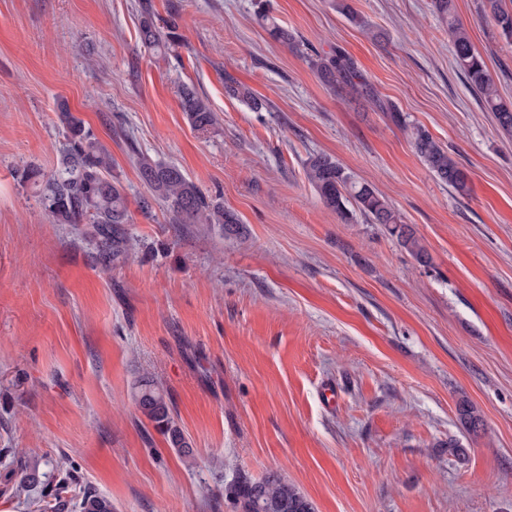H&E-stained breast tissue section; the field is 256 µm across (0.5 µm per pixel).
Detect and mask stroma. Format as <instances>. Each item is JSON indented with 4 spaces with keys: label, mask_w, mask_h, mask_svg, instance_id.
Returning <instances> with one entry per match:
<instances>
[{
    "label": "stroma",
    "mask_w": 512,
    "mask_h": 512,
    "mask_svg": "<svg viewBox=\"0 0 512 512\" xmlns=\"http://www.w3.org/2000/svg\"><path fill=\"white\" fill-rule=\"evenodd\" d=\"M349 2L384 41L334 0H270L290 47L259 24L260 0H0V512H79L89 492L116 512H235L225 486L270 471L317 512H512V135L432 0ZM145 3L178 14L173 52L142 47ZM455 4L512 104V41L483 0ZM338 51L376 102L319 81L310 58ZM228 75L264 108L226 95ZM184 86L217 114L208 132ZM63 105L110 152L142 242L107 274L22 178L56 165ZM416 128L469 195L421 162ZM315 153L382 193L429 264L327 209L304 172ZM142 155L182 167L247 236L143 213ZM147 373L192 457L139 412ZM33 461L40 482L19 489ZM181 106L194 129L205 132L217 124L215 112L193 88L183 87ZM412 139L417 156L439 181L461 196L468 195V174L448 153V148L443 147L428 132L419 128L412 132Z\"/></svg>",
    "instance_id": "35a3bbf8"
}]
</instances>
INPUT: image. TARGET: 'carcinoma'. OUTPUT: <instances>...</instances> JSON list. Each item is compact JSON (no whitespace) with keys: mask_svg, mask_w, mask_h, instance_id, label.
I'll use <instances>...</instances> for the list:
<instances>
[{"mask_svg":"<svg viewBox=\"0 0 512 512\" xmlns=\"http://www.w3.org/2000/svg\"><path fill=\"white\" fill-rule=\"evenodd\" d=\"M335 6L373 39L381 37V32L351 9L346 0H337ZM433 7L448 26L457 68L479 94L497 125L512 134V105L502 102L485 61L456 16L455 0H433ZM484 9L496 18L502 34L512 40V11L504 8L503 0H484ZM259 19L275 41L284 45L292 43V35L270 12H261ZM178 29L175 18L159 26L147 16L141 23L139 37L145 49L166 52L181 45ZM310 64L325 86L352 95L374 97L373 89L358 81L355 63L348 56L312 58ZM224 90L256 109L262 107L252 91L231 76L225 77ZM181 106L194 129L205 132L217 124L215 112L190 87L181 91ZM60 121L63 140L59 144L56 168L45 174L31 165L25 170L24 179L36 188L39 203L53 223L90 225L87 237L92 261L101 271L108 272L140 248V241L127 227L125 189L112 176V156L108 149L68 109H61ZM412 139L417 156L439 181L461 196L469 193L468 174L447 148L419 128L412 132ZM138 173L150 191V196L140 199L143 211L149 212L153 204L160 203L175 224L216 226L226 238H237L246 232L239 216L207 196L180 166L142 157L138 160ZM305 173L323 205L342 220L348 223L358 212L372 223L383 225L418 262H429V255L412 226L402 223L382 194L357 180L334 157L326 153L309 156ZM133 398L141 414L167 435L171 447L184 457L192 455L191 444L174 422L166 393L153 377L144 375L136 381ZM457 413L468 432L476 434L483 427L480 414L467 400L458 403ZM226 495L233 500L238 512H316L313 502L276 472L258 479L240 474L226 488ZM79 508L80 512H114L112 500L97 494L84 495Z\"/></svg>","mask_w":512,"mask_h":512,"instance_id":"obj_1","label":"carcinoma"}]
</instances>
